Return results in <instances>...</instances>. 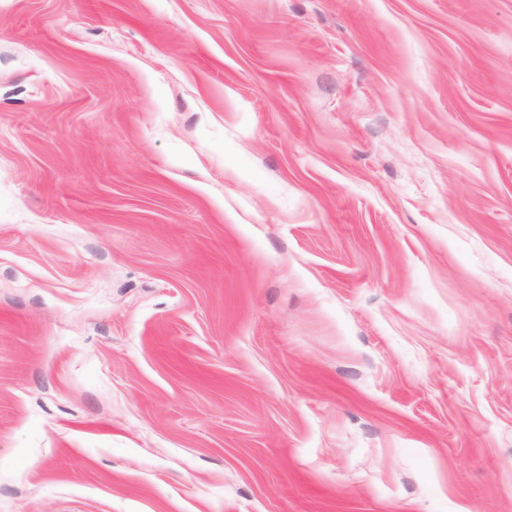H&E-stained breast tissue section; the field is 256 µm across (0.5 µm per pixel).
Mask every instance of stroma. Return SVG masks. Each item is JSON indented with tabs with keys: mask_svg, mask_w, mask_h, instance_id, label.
Wrapping results in <instances>:
<instances>
[{
	"mask_svg": "<svg viewBox=\"0 0 512 512\" xmlns=\"http://www.w3.org/2000/svg\"><path fill=\"white\" fill-rule=\"evenodd\" d=\"M0 512H512V0H0Z\"/></svg>",
	"mask_w": 512,
	"mask_h": 512,
	"instance_id": "obj_1",
	"label": "stroma"
}]
</instances>
